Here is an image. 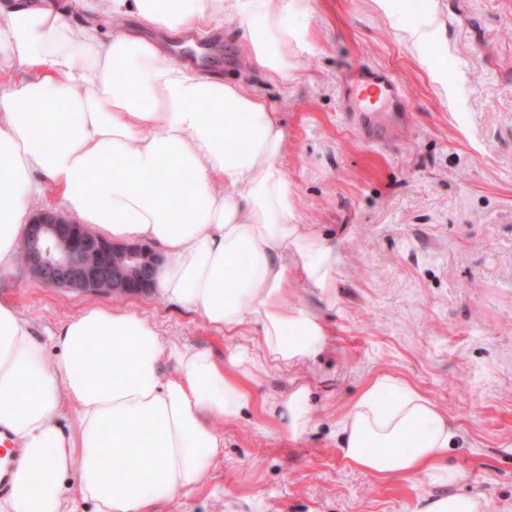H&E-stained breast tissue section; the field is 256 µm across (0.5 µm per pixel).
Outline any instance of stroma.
<instances>
[{"label":"stroma","instance_id":"1","mask_svg":"<svg viewBox=\"0 0 512 512\" xmlns=\"http://www.w3.org/2000/svg\"><path fill=\"white\" fill-rule=\"evenodd\" d=\"M407 0H311L310 35L287 81L249 70L239 35L210 44L205 66L246 80L279 112L293 221L336 249L328 290L288 281L291 305L328 329L323 352L258 365L257 400L308 384L314 423L292 439L262 410L216 420L224 449L199 490L161 512H414L433 487L381 478L347 463L336 423L372 378L393 376L452 416L462 439L448 456L464 492L488 512L512 502V0H432L428 19ZM425 27L429 41L415 42ZM389 70L410 108L408 131L377 142L348 123L339 74ZM39 332L91 304L136 311L161 336L209 350L257 348L255 325L229 333L154 293L96 295L49 288L25 268L0 278Z\"/></svg>","mask_w":512,"mask_h":512}]
</instances>
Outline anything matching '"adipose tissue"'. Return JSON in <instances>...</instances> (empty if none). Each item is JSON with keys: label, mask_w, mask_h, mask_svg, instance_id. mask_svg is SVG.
<instances>
[{"label": "adipose tissue", "mask_w": 512, "mask_h": 512, "mask_svg": "<svg viewBox=\"0 0 512 512\" xmlns=\"http://www.w3.org/2000/svg\"><path fill=\"white\" fill-rule=\"evenodd\" d=\"M74 34L57 0H0V276L15 272L34 202L55 186L61 208L94 234L148 242L163 253L155 288L170 304L227 332L258 324L260 356L161 336L135 311L95 304L39 335L0 298V427L20 456L0 512H156L191 497L224 447L212 421L251 408L257 361L291 366L316 357L327 331L290 306L302 275L329 288L336 249L293 221L296 191L283 169L280 116L243 81L188 61L169 41L241 32L247 68L288 77L309 35L310 0H84ZM117 29L102 39L98 15ZM245 145L231 149L227 139ZM173 374H165V363ZM75 423L63 427L61 408ZM279 433L312 423L310 389L294 381L263 403ZM349 464L379 477L424 476L439 486L415 512H487L454 492L448 466L457 424L419 391L371 379L337 422ZM122 453L102 466L106 448ZM450 493H443V486Z\"/></svg>", "instance_id": "obj_1"}]
</instances>
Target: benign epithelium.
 I'll return each mask as SVG.
<instances>
[{
    "label": "benign epithelium",
    "mask_w": 512,
    "mask_h": 512,
    "mask_svg": "<svg viewBox=\"0 0 512 512\" xmlns=\"http://www.w3.org/2000/svg\"><path fill=\"white\" fill-rule=\"evenodd\" d=\"M161 261L151 244L94 239L83 225L54 212H38L29 220L23 264L49 288L143 294L155 287Z\"/></svg>",
    "instance_id": "1"
}]
</instances>
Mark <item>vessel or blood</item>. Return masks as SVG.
Returning a JSON list of instances; mask_svg holds the SVG:
<instances>
[{
	"label": "vessel or blood",
	"mask_w": 512,
	"mask_h": 512,
	"mask_svg": "<svg viewBox=\"0 0 512 512\" xmlns=\"http://www.w3.org/2000/svg\"><path fill=\"white\" fill-rule=\"evenodd\" d=\"M344 108L354 126L375 139H388L405 124L404 93L393 74L380 67L362 65L341 79Z\"/></svg>",
	"instance_id": "1"
}]
</instances>
